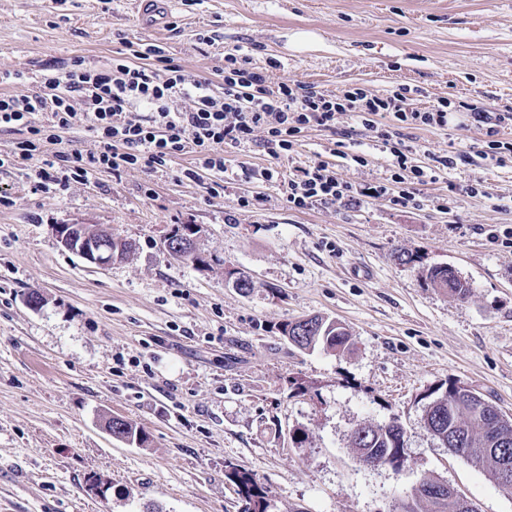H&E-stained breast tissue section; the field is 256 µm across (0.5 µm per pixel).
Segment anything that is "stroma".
<instances>
[{
	"mask_svg": "<svg viewBox=\"0 0 512 512\" xmlns=\"http://www.w3.org/2000/svg\"><path fill=\"white\" fill-rule=\"evenodd\" d=\"M170 14L174 28L158 34L128 0H0V72L25 75L0 94L29 93L43 68L75 58L111 67L142 40L219 95L224 53L238 47L275 82L404 87L417 108L450 99L455 125L405 132L423 165L482 140L470 109L512 107V0H171ZM92 146L78 127L0 170V512H241L234 470L254 475L269 512H388L428 477L478 512H512V494L423 424L428 394L447 381L512 417V163L469 155L422 186L419 210L382 199L289 208L264 168L320 159L356 182L388 177L389 152L343 113L335 132L306 130L276 161L256 144L225 152L217 195L213 173L185 177L189 152L157 171L36 189L43 159ZM478 177L488 197L448 189ZM247 193L255 200L239 210ZM72 223L130 243V256L89 264L55 239V225ZM184 224L199 228L208 267L166 251ZM436 265L470 284L467 300L424 285ZM233 270L251 288L228 285ZM313 315L342 322L352 347L290 345L282 324ZM115 416L146 444L115 439ZM393 419L406 466L359 464L353 426Z\"/></svg>",
	"mask_w": 512,
	"mask_h": 512,
	"instance_id": "obj_1",
	"label": "stroma"
}]
</instances>
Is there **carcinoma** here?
Instances as JSON below:
<instances>
[{
    "label": "carcinoma",
    "mask_w": 512,
    "mask_h": 512,
    "mask_svg": "<svg viewBox=\"0 0 512 512\" xmlns=\"http://www.w3.org/2000/svg\"><path fill=\"white\" fill-rule=\"evenodd\" d=\"M190 228L189 224L181 225L172 232L169 239L183 244V262L193 266L205 264L206 258L195 251L193 242L185 238ZM424 283L458 300H464L470 295V284L449 267L428 268L424 274ZM281 331L291 344L305 350L322 348L336 352L346 349L350 344L349 331L342 323L319 316L313 317L308 327L296 320L289 321L282 325ZM460 389V385L450 383L430 402L429 416L425 419L426 428L434 439L453 442L460 456L487 470L503 491L512 494V468L504 469V464L512 465V423L499 424L493 403L462 397L459 395ZM108 429L113 436L128 443L140 445L144 442L142 430L125 419H109ZM351 445L359 458L385 457L398 454L400 449L406 447V441L401 428L388 429L382 424H357ZM234 479L242 497V512H268L269 503L265 492L252 475L237 473ZM408 512L460 510L456 501L448 495L440 499L430 493H415Z\"/></svg>",
    "instance_id": "obj_1"
}]
</instances>
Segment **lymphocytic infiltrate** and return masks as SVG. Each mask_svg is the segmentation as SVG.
<instances>
[{
    "label": "lymphocytic infiltrate",
    "mask_w": 512,
    "mask_h": 512,
    "mask_svg": "<svg viewBox=\"0 0 512 512\" xmlns=\"http://www.w3.org/2000/svg\"><path fill=\"white\" fill-rule=\"evenodd\" d=\"M348 112L363 127L376 132L392 157L389 177L379 183L357 184L334 166L317 160L284 175L275 167L262 176L276 185L289 208L307 210L318 204L357 205L383 199L402 207H419L421 186L454 168L451 155H437L432 165L416 164V146L405 144L402 130L447 128L454 115L448 100L425 109L410 107L405 90L386 97L352 87L331 95L313 84L271 81L250 67L237 50L224 55V93L215 95L205 79H192L168 63L164 51L150 44L112 60L107 70L75 59L42 76L40 87L28 95L0 94V131L17 133L10 152L0 153V169L33 158L43 143L56 142L62 133L82 127L94 142L87 152L64 155L68 179L88 183L103 171H150L190 151L198 172L224 170V153L253 142L263 133L262 146L275 159L287 156L301 133L317 128L334 130L337 114ZM46 121H39V114ZM391 124H383V117ZM470 117L482 131L480 153L490 166L512 162V142L500 140L512 128V108L474 109Z\"/></svg>",
    "instance_id": "f902f5d3"
}]
</instances>
